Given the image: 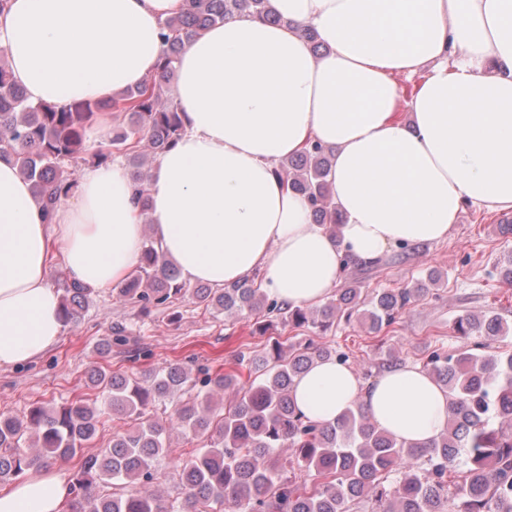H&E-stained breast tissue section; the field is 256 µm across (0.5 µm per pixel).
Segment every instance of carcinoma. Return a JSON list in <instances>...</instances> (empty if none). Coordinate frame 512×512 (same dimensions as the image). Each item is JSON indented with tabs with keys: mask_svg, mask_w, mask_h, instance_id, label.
<instances>
[{
	"mask_svg": "<svg viewBox=\"0 0 512 512\" xmlns=\"http://www.w3.org/2000/svg\"><path fill=\"white\" fill-rule=\"evenodd\" d=\"M243 14L280 22L267 10V0H186L185 11L162 24L166 50L155 77L104 103H29L0 49V158L12 159L33 183L45 219L52 218L75 188V172L67 165L101 163L114 154L125 156L132 166L136 199L142 212L148 211L151 173L140 170L138 144L147 142L158 155L174 146L184 131L181 110L163 99V88L173 82L186 43L224 19ZM105 107L125 113L127 124L107 145L89 153L85 131ZM330 155V148L312 141L281 164L278 175L305 196L314 222L334 236L340 219L327 182ZM424 291L422 284L397 291L375 289L363 300V289L352 281L307 312L266 297L253 277L224 288L188 290L150 236L135 274L114 289L118 300L144 313L189 293L224 312H258L267 327L325 331L344 309L346 318L365 320L376 335ZM65 292L62 313L71 321L88 304L92 289L71 282ZM456 328L487 340L512 335V325L497 314L461 316ZM317 358L343 364L348 360L336 349L309 344L286 353L278 344L266 355L240 351L227 366L200 369L202 396L187 402L177 395L191 375L178 366L149 370L140 378L95 371L90 381L107 392V409L119 419H131L134 427L113 435L109 447L83 456L73 497L63 512H203L204 506L211 512H349L351 504L370 492L372 512H512L511 353L499 358L466 348L431 352L424 370L448 390L451 402L445 433L425 448L380 430L360 405L334 424L304 419L291 388ZM228 389L235 391V400L224 413L215 412L211 394ZM157 401L173 402L162 421L150 413ZM100 416V409L81 399L60 408L33 406L22 417L1 414L0 485L50 459L82 452L96 439ZM495 418L508 421L509 428L491 427ZM173 431L206 444L177 466L180 496L167 503L150 484L154 462ZM28 435L35 436L38 452H29ZM278 448L294 449L295 461L280 462ZM111 480L123 482L127 492L93 493L92 488Z\"/></svg>",
	"mask_w": 512,
	"mask_h": 512,
	"instance_id": "carcinoma-1",
	"label": "carcinoma"
}]
</instances>
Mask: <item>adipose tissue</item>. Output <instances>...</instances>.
<instances>
[{"mask_svg": "<svg viewBox=\"0 0 512 512\" xmlns=\"http://www.w3.org/2000/svg\"><path fill=\"white\" fill-rule=\"evenodd\" d=\"M185 0H9L0 48L30 103L112 98L154 76L163 21ZM279 23L237 15L183 49L173 97L185 130L158 156L148 215L121 162L79 171L73 198L44 221L31 184L0 160V367L61 340L54 265L94 289L137 267L151 223L183 278L221 288L261 273L268 297L313 306L342 257L381 263L395 246L447 240L464 204L512 212V0H268ZM315 29L314 56L298 30ZM423 75L400 103L395 76ZM407 116H399V107ZM319 140L338 238L275 170ZM299 411L338 421L353 405L398 439L426 446L448 423V394L421 367L372 383L318 360L291 389ZM65 468L0 489V512H62Z\"/></svg>", "mask_w": 512, "mask_h": 512, "instance_id": "ef3b65f1", "label": "adipose tissue"}]
</instances>
